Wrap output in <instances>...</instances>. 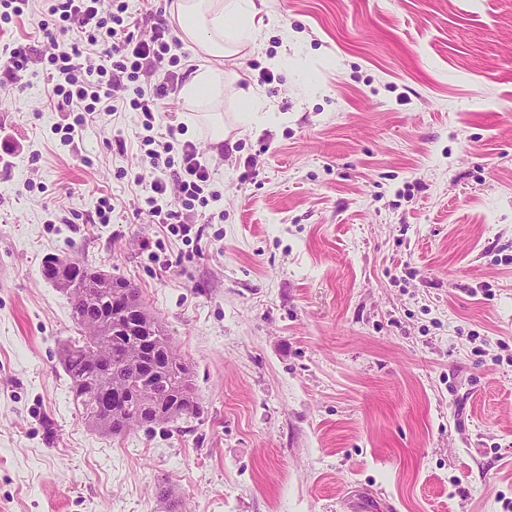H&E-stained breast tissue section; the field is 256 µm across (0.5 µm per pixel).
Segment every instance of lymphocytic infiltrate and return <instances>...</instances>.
Returning a JSON list of instances; mask_svg holds the SVG:
<instances>
[{"mask_svg": "<svg viewBox=\"0 0 512 512\" xmlns=\"http://www.w3.org/2000/svg\"><path fill=\"white\" fill-rule=\"evenodd\" d=\"M28 12L39 15L38 26L52 50L17 46L0 58V70L15 82L29 65L42 66L50 99L60 111L75 115L73 122L56 127L62 145L81 137L87 116L104 111L116 90H132L128 107L147 116L176 94L181 75L169 54L173 32L166 20L155 21L150 36L143 37L141 20L130 12L127 0H0L1 25ZM143 79L151 81L150 90L140 87ZM146 156L155 170L147 197L150 223L189 233L182 212L208 205V161L190 141L157 142Z\"/></svg>", "mask_w": 512, "mask_h": 512, "instance_id": "f902f5d3", "label": "lymphocytic infiltrate"}]
</instances>
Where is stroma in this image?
I'll use <instances>...</instances> for the list:
<instances>
[{
    "label": "stroma",
    "mask_w": 512,
    "mask_h": 512,
    "mask_svg": "<svg viewBox=\"0 0 512 512\" xmlns=\"http://www.w3.org/2000/svg\"><path fill=\"white\" fill-rule=\"evenodd\" d=\"M261 9L229 142L183 99L163 119L213 170L196 238L139 213L141 113L88 118L71 150L40 66L0 85V512H512V0ZM252 87L277 118L245 131ZM50 256L139 288L200 415L81 421Z\"/></svg>",
    "instance_id": "obj_1"
}]
</instances>
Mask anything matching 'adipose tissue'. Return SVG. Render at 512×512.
<instances>
[{
    "instance_id": "ef3b65f1",
    "label": "adipose tissue",
    "mask_w": 512,
    "mask_h": 512,
    "mask_svg": "<svg viewBox=\"0 0 512 512\" xmlns=\"http://www.w3.org/2000/svg\"><path fill=\"white\" fill-rule=\"evenodd\" d=\"M174 14L183 39L197 44L205 56L181 95L189 102L209 104L201 118L209 125L211 142L221 144L224 87L239 79L238 73L225 71L224 62L257 45L264 21L256 0H177Z\"/></svg>"
}]
</instances>
